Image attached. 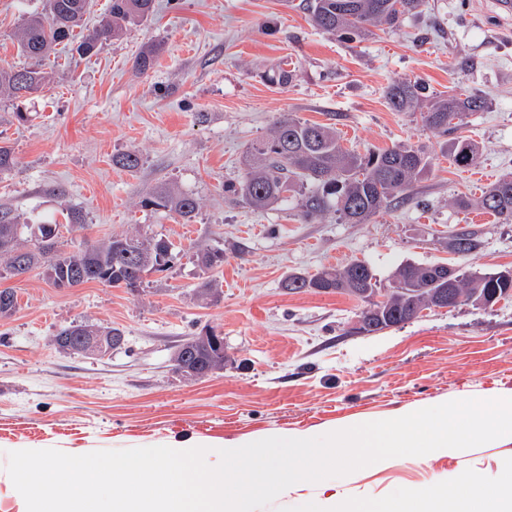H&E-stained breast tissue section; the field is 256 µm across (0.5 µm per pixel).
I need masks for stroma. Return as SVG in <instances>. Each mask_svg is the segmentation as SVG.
<instances>
[{
	"instance_id": "obj_1",
	"label": "stroma",
	"mask_w": 512,
	"mask_h": 512,
	"mask_svg": "<svg viewBox=\"0 0 512 512\" xmlns=\"http://www.w3.org/2000/svg\"><path fill=\"white\" fill-rule=\"evenodd\" d=\"M489 0H425L393 28H373L346 43L315 29L302 0H156L151 22L128 27L86 58L56 48L48 87L25 101L28 122H12L0 96V139L14 150L0 173V205L63 224L73 250L140 232L174 241L171 268L139 291L89 282L52 287L34 271L0 279L17 295L0 317V512H26L6 471L8 454L56 448L95 450L166 446L324 428L360 417L451 400L512 393V297L493 307L432 309L379 333L360 332L361 300L340 293L288 292L293 273L368 262L380 287L402 263H448L471 272L512 267V223L457 198L480 197L419 116L392 111L393 81L422 82L431 93L475 92L484 111L460 133L478 143L480 165L512 173V21ZM45 0H0V65L22 66L15 33L23 12ZM155 49L152 69L135 58ZM289 63L292 82L273 81ZM336 126L345 147L377 152L397 143L421 148L429 172L407 199L366 224L335 213L304 222L296 210L255 211L224 201V185L243 174L247 145L285 115ZM138 156L136 168L113 164ZM171 185L199 203L192 220L141 207ZM79 212L81 226L66 223ZM479 246L455 253V234ZM217 246L224 264L203 273L197 246ZM220 296H197L204 276ZM123 331V345L101 359L60 353L54 334L72 324ZM222 334V372L188 381L172 357L205 329ZM512 442L438 459L409 457L384 471L337 478L350 497L381 498L422 489L465 469L497 472Z\"/></svg>"
}]
</instances>
